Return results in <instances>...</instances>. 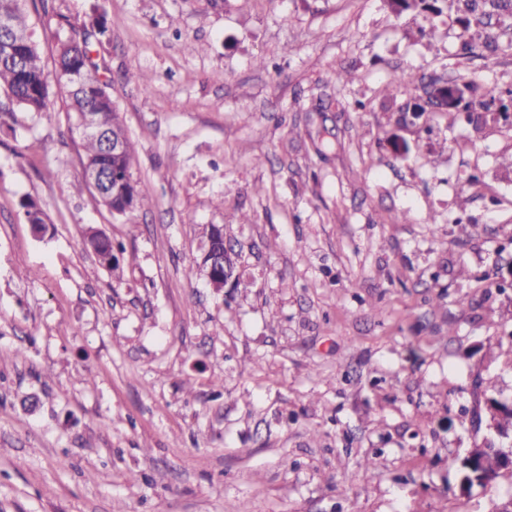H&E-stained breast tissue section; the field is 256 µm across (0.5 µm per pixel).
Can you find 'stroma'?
Masks as SVG:
<instances>
[{
	"mask_svg": "<svg viewBox=\"0 0 512 512\" xmlns=\"http://www.w3.org/2000/svg\"><path fill=\"white\" fill-rule=\"evenodd\" d=\"M48 6L104 15L151 197L119 216L81 188L58 86L51 112L0 126V512H489L512 495L510 473L464 494L448 467L498 438L472 427L478 400H512V118L400 127L407 100L384 90L402 70L504 88L512 55H463L455 12L388 0ZM205 224L235 284L185 277ZM91 229L122 244L113 267ZM447 2V0H394L391 5L398 12L413 10L429 13L431 17H438L448 8Z\"/></svg>",
	"mask_w": 512,
	"mask_h": 512,
	"instance_id": "obj_1",
	"label": "stroma"
}]
</instances>
